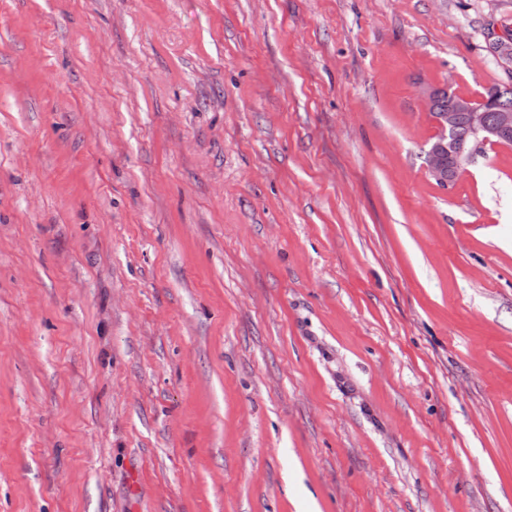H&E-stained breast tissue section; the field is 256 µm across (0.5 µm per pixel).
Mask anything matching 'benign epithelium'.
I'll use <instances>...</instances> for the list:
<instances>
[{
  "label": "benign epithelium",
  "instance_id": "benign-epithelium-1",
  "mask_svg": "<svg viewBox=\"0 0 512 512\" xmlns=\"http://www.w3.org/2000/svg\"><path fill=\"white\" fill-rule=\"evenodd\" d=\"M492 52L512 60V35L507 33L497 37L491 44ZM505 90H512V82L503 83L497 95L474 99L458 94L451 86L432 87L423 92L424 110L431 116L435 127L433 143L425 154V167L428 175L437 185L447 188L454 184L475 152L484 144H503L512 139V110L499 104L497 96ZM448 95V109L438 111L443 95ZM494 116H489V113ZM465 117L472 138L448 143L460 119Z\"/></svg>",
  "mask_w": 512,
  "mask_h": 512
}]
</instances>
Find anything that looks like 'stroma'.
<instances>
[{
    "label": "stroma",
    "instance_id": "1",
    "mask_svg": "<svg viewBox=\"0 0 512 512\" xmlns=\"http://www.w3.org/2000/svg\"><path fill=\"white\" fill-rule=\"evenodd\" d=\"M512 0H0V512H512ZM451 86L432 87L422 95L424 110L431 116L436 130L434 141L425 154V167L436 184L444 188L455 183L482 145L503 144L512 138V110L502 107L497 99L504 90H512V80L501 84L492 98L484 96L474 99L453 92ZM444 93L448 95V100L446 96L442 99ZM438 105L441 110L447 109V106L448 109L439 112ZM493 112L494 117L490 118L489 113L493 115ZM461 116L465 117L468 126L463 119L459 121ZM456 126L458 139H469V129L472 138L452 142L449 148L448 135Z\"/></svg>",
    "mask_w": 512,
    "mask_h": 512
}]
</instances>
